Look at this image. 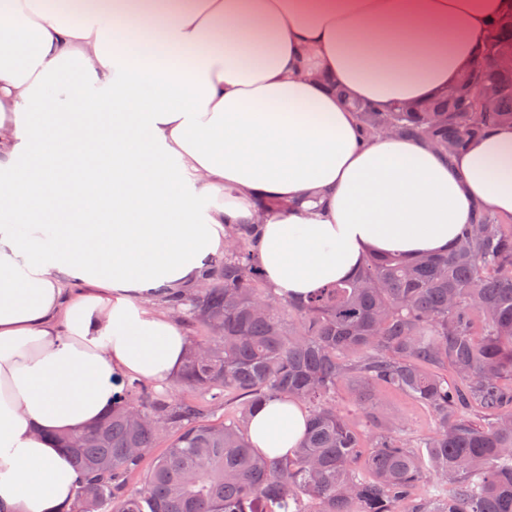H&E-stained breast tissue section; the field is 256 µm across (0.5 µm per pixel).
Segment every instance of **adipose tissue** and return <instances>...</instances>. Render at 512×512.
<instances>
[{"mask_svg":"<svg viewBox=\"0 0 512 512\" xmlns=\"http://www.w3.org/2000/svg\"><path fill=\"white\" fill-rule=\"evenodd\" d=\"M512 0H0V512H70L49 433L126 380L170 382L189 340L163 300L260 203L268 288L300 298L371 253L447 251L512 217V125L448 156L364 142L346 99L429 100ZM296 401L254 411L271 457Z\"/></svg>","mask_w":512,"mask_h":512,"instance_id":"ef3b65f1","label":"adipose tissue"}]
</instances>
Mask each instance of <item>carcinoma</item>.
Segmentation results:
<instances>
[{"label": "carcinoma", "mask_w": 512, "mask_h": 512, "mask_svg": "<svg viewBox=\"0 0 512 512\" xmlns=\"http://www.w3.org/2000/svg\"><path fill=\"white\" fill-rule=\"evenodd\" d=\"M509 51L507 15L482 39L471 88L450 85L426 105L352 103L364 137L394 132L451 154L512 123V73L491 64ZM228 238L202 286L168 298L193 334L178 382L207 404L133 380L95 425L53 435L81 474L72 512H512V220L480 209L448 252L373 254L303 300L266 287L258 225L233 224ZM352 376L367 388L363 429L336 407ZM386 388L425 406L435 433L382 427L374 405ZM287 399L307 409L305 437L291 456L256 454L251 411ZM165 433L167 449L129 489Z\"/></svg>", "instance_id": "obj_1"}]
</instances>
